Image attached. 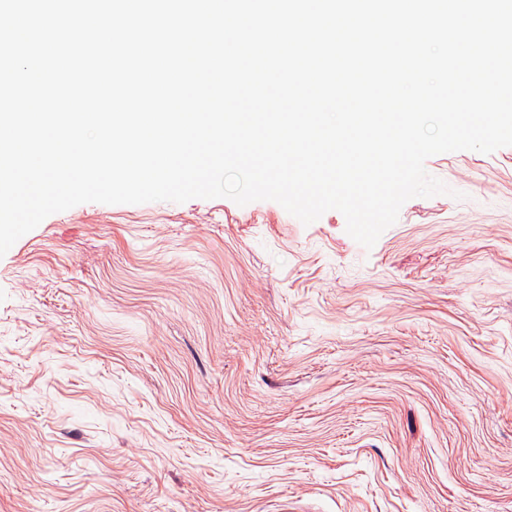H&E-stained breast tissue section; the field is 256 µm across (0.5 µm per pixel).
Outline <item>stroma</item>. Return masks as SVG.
I'll use <instances>...</instances> for the list:
<instances>
[{
  "label": "stroma",
  "instance_id": "stroma-1",
  "mask_svg": "<svg viewBox=\"0 0 512 512\" xmlns=\"http://www.w3.org/2000/svg\"><path fill=\"white\" fill-rule=\"evenodd\" d=\"M365 249L84 203L0 257V512H512V146Z\"/></svg>",
  "mask_w": 512,
  "mask_h": 512
}]
</instances>
